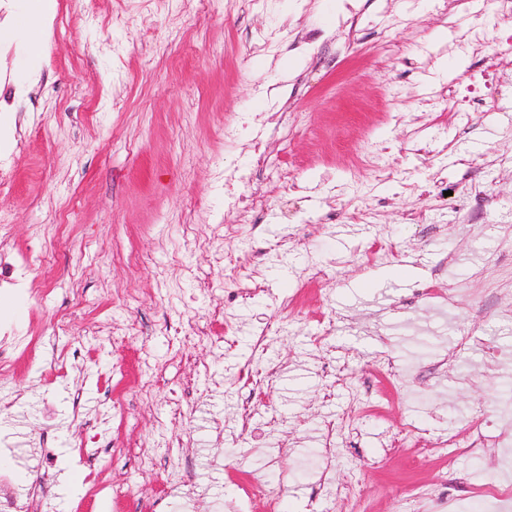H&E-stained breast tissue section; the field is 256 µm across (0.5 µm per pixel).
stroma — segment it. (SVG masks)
Wrapping results in <instances>:
<instances>
[{"mask_svg":"<svg viewBox=\"0 0 512 512\" xmlns=\"http://www.w3.org/2000/svg\"><path fill=\"white\" fill-rule=\"evenodd\" d=\"M34 9L0 0V251L34 276L0 291V325L31 343L0 353L9 491L169 512L185 480L193 512H265L244 495L258 470L286 512H331L321 486L356 471L352 512L420 487V512H479L495 449L416 458L512 402V124L480 104L512 105V23L484 0H52L34 51ZM379 243L393 254L364 263ZM192 316L208 340L179 334ZM249 363L276 374L243 386Z\"/></svg>","mask_w":512,"mask_h":512,"instance_id":"stroma-1","label":"stroma"}]
</instances>
